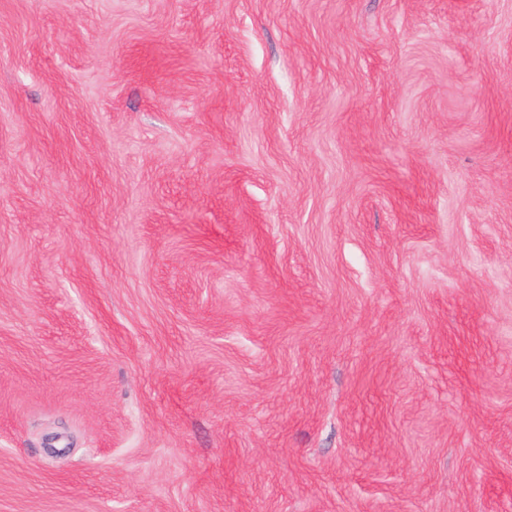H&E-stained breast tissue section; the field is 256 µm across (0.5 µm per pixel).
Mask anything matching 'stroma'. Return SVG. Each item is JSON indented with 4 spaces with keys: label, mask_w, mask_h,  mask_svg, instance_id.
Wrapping results in <instances>:
<instances>
[{
    "label": "stroma",
    "mask_w": 512,
    "mask_h": 512,
    "mask_svg": "<svg viewBox=\"0 0 512 512\" xmlns=\"http://www.w3.org/2000/svg\"><path fill=\"white\" fill-rule=\"evenodd\" d=\"M0 512H512V0H0Z\"/></svg>",
    "instance_id": "obj_1"
}]
</instances>
